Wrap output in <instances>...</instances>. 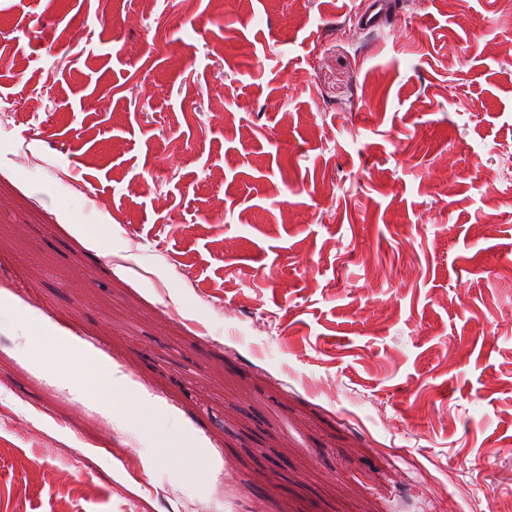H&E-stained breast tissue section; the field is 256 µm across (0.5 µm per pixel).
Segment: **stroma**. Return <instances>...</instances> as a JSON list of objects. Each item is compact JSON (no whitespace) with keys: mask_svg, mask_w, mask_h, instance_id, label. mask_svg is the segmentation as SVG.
Masks as SVG:
<instances>
[{"mask_svg":"<svg viewBox=\"0 0 512 512\" xmlns=\"http://www.w3.org/2000/svg\"><path fill=\"white\" fill-rule=\"evenodd\" d=\"M355 7L0 0V512L512 501V0ZM363 3V8L357 12L359 23L368 29L381 27L387 19L390 2L388 0H370Z\"/></svg>","mask_w":512,"mask_h":512,"instance_id":"stroma-1","label":"stroma"}]
</instances>
